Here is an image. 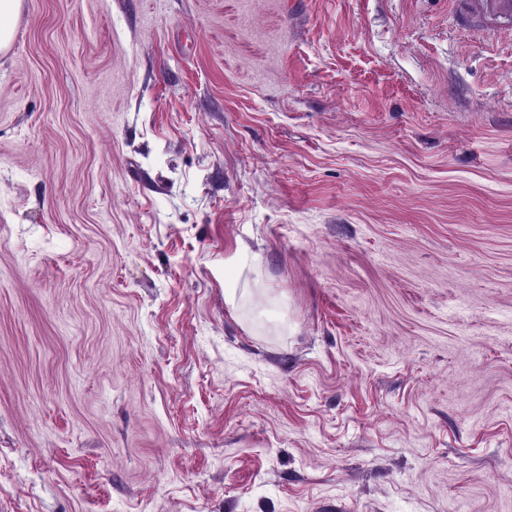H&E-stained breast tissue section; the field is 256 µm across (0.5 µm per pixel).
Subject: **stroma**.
<instances>
[{
  "label": "stroma",
  "mask_w": 512,
  "mask_h": 512,
  "mask_svg": "<svg viewBox=\"0 0 512 512\" xmlns=\"http://www.w3.org/2000/svg\"><path fill=\"white\" fill-rule=\"evenodd\" d=\"M0 512H512V20L21 0Z\"/></svg>",
  "instance_id": "stroma-1"
}]
</instances>
